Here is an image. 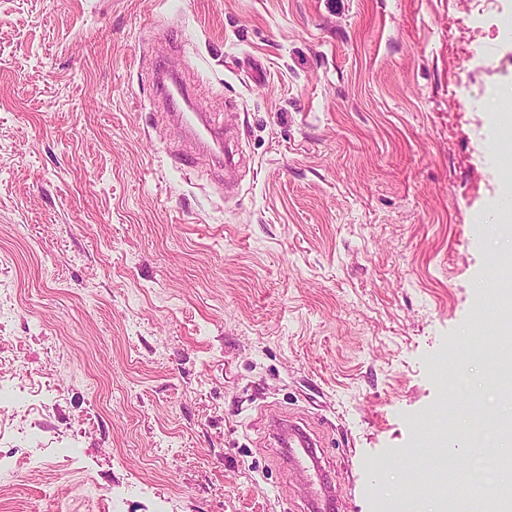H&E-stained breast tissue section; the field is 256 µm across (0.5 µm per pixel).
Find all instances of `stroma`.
<instances>
[{"mask_svg":"<svg viewBox=\"0 0 512 512\" xmlns=\"http://www.w3.org/2000/svg\"><path fill=\"white\" fill-rule=\"evenodd\" d=\"M512 0H0V512H446L512 337ZM176 68L242 147L195 152ZM192 157L186 177L174 156ZM72 448L27 470L28 448ZM166 78V80H165ZM155 82L160 93L169 102L174 113L172 115L176 117L181 123L191 126V115L194 113H181L178 98L185 100V90L180 81V78L167 68L162 67L156 73ZM179 112V113H177ZM186 114V115H185ZM480 354L496 365V378L504 395L512 394V353L503 350L496 336H484L480 342ZM273 431L279 446L288 449V465L299 470L308 479L307 510L312 512L338 511L330 482L321 465L316 447L310 434L289 418H277Z\"/></svg>","mask_w":512,"mask_h":512,"instance_id":"1","label":"stroma"}]
</instances>
